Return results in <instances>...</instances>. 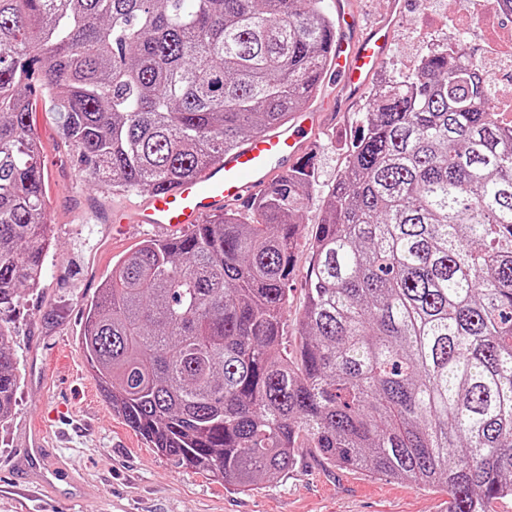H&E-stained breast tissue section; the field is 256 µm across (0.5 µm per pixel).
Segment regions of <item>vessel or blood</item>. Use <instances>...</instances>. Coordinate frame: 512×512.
Segmentation results:
<instances>
[{"label": "vessel or blood", "mask_w": 512, "mask_h": 512, "mask_svg": "<svg viewBox=\"0 0 512 512\" xmlns=\"http://www.w3.org/2000/svg\"><path fill=\"white\" fill-rule=\"evenodd\" d=\"M337 28L332 40L331 70L342 91L360 95L378 69L390 44L393 25L384 19L364 22L352 0H335ZM319 125L316 112L295 114L289 125L264 131L214 161L201 177L165 193H152L130 210L113 212L118 224H147L172 232L194 228L210 214L243 203L267 189L274 176L301 156Z\"/></svg>", "instance_id": "1"}]
</instances>
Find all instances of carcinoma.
<instances>
[{"label":"carcinoma","mask_w":512,"mask_h":512,"mask_svg":"<svg viewBox=\"0 0 512 512\" xmlns=\"http://www.w3.org/2000/svg\"><path fill=\"white\" fill-rule=\"evenodd\" d=\"M320 0H0V307L52 237L30 115L57 112L88 182L160 192L320 88ZM488 79L432 51L373 93L324 197L301 345H284L301 164L251 204L112 264L81 344L112 408L179 466L246 488L297 450L448 493L512 496V128ZM0 323V422L19 387Z\"/></svg>","instance_id":"obj_1"}]
</instances>
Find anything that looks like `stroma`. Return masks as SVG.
I'll use <instances>...</instances> for the list:
<instances>
[{"label":"stroma","instance_id":"35a3bbf8","mask_svg":"<svg viewBox=\"0 0 512 512\" xmlns=\"http://www.w3.org/2000/svg\"><path fill=\"white\" fill-rule=\"evenodd\" d=\"M448 0H405L391 47L369 91L347 104L306 148L316 186L300 214L295 271L284 313L290 349L300 337L306 304L309 240L323 217V199L344 168L346 145L377 88L418 64L435 44L448 43ZM32 127L47 162L45 183L53 244L40 288L22 292L0 311L13 331L20 384L14 410L0 423V512H448V496L408 482L340 469L311 448L299 449L281 480L249 490L180 467L125 425L99 389L80 336L85 307L120 257L147 239H169L148 225L114 224V209L136 205L144 193L88 186L76 152L60 133L56 113L37 106ZM49 426L52 456L65 470L55 494H46L39 463L25 450L40 426Z\"/></svg>","mask_w":512,"mask_h":512}]
</instances>
